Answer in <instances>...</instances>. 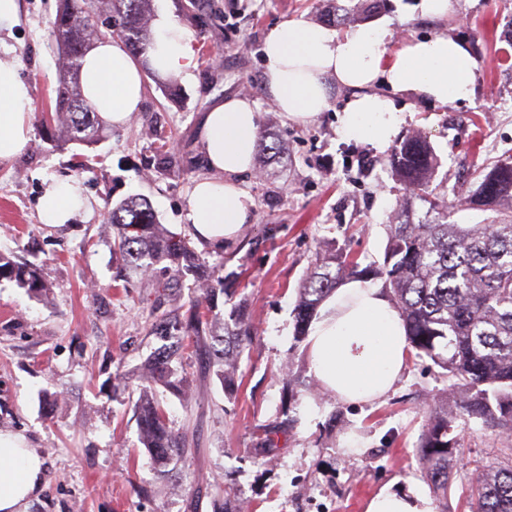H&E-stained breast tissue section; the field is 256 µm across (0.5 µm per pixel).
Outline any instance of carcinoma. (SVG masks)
<instances>
[{"instance_id": "cac0c4a2", "label": "carcinoma", "mask_w": 512, "mask_h": 512, "mask_svg": "<svg viewBox=\"0 0 512 512\" xmlns=\"http://www.w3.org/2000/svg\"><path fill=\"white\" fill-rule=\"evenodd\" d=\"M153 0H58L49 38L57 47L60 70L52 112L43 115L54 123L66 142L92 144L100 140L97 112L83 97L81 61L94 44L117 38L135 55L151 46L149 19ZM396 174L410 194L389 224L383 263L361 266L348 254L330 251L318 255L313 270L298 288L294 336L304 340L317 308L348 276L381 279L390 290L405 321L408 341L419 358L427 357L447 379L444 403L429 414L418 445L419 461L435 489L448 495V463L462 449L455 421L477 419L487 427L512 432V163L499 161L479 170L474 188L465 191L463 205L492 211L485 224L448 222L439 195L432 188L435 156L429 143L407 138L393 157ZM427 206L414 218V203ZM115 229L113 251L141 276H154L157 266L169 273L153 284L171 301L180 298L183 282L191 278L200 291L186 315L179 309L154 317L149 335L163 341L141 375L142 388L135 402L141 444L165 468L191 452L184 435L174 431L152 388L161 385L189 404L185 380L174 365L178 351L192 344L207 358L224 393L234 391L236 366L253 339L254 328L241 310L232 309L223 333L212 327L218 319V300L227 294L224 278L210 270L190 240L169 234L153 219L147 201L131 197L110 213ZM0 279L16 282L32 294L48 288L42 269L0 254ZM279 428L272 426L256 454L276 451ZM214 505L220 512H239L238 501L216 488ZM464 512H512V464L479 478L464 497Z\"/></svg>"}]
</instances>
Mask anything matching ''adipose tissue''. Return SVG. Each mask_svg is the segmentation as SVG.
Returning <instances> with one entry per match:
<instances>
[{
    "label": "adipose tissue",
    "instance_id": "1",
    "mask_svg": "<svg viewBox=\"0 0 512 512\" xmlns=\"http://www.w3.org/2000/svg\"><path fill=\"white\" fill-rule=\"evenodd\" d=\"M19 23L18 0H0V161L19 155L30 134L32 91L20 74L15 49L4 38ZM386 30L360 24L338 32L303 19L274 28L263 47L264 88L280 114L291 122L315 121L330 107L327 78L350 88L352 96L336 114V130L348 139L387 148L406 117L391 96L375 92L379 82L393 93L426 101H468L474 95L477 62L446 34L416 39L387 52ZM191 31L162 12L152 22L147 62L122 43L98 41L81 66L84 98L108 125H127L145 93V70L157 75L188 74ZM261 114L257 104L231 98L204 116L202 152L211 174L195 184L184 219L195 241L215 249L235 244L253 219L252 197L239 175L254 167ZM86 209L76 182L50 180L38 199L47 224H65ZM410 345L400 310L370 281L352 279L330 294L307 338L311 371L326 390L347 403H370L399 380ZM45 461L24 437L0 434V512H25L45 483ZM365 512H434L418 492L382 491Z\"/></svg>",
    "mask_w": 512,
    "mask_h": 512
}]
</instances>
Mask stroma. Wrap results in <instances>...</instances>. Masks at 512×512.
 <instances>
[{
    "label": "stroma",
    "mask_w": 512,
    "mask_h": 512,
    "mask_svg": "<svg viewBox=\"0 0 512 512\" xmlns=\"http://www.w3.org/2000/svg\"><path fill=\"white\" fill-rule=\"evenodd\" d=\"M335 2L347 10L338 32L382 26L391 52L446 32L475 58L469 102L421 101L378 87L409 114L398 140L421 135L431 143L442 200L472 186L479 167L512 159V0H456L454 14L439 21L422 16L420 0H387L376 13L368 0H154L153 11H169L193 33L192 77L174 76L170 93L147 79L130 124L106 128L89 146L62 142L42 122L58 82L49 40L57 0H19L9 42L32 88V131L21 154L0 162V253L42 265L50 285L38 296L0 280V432L24 436L46 461L45 487L27 512H213L217 486L246 501L247 512H365L384 489H412L430 497L434 512H461L468 485L502 464L512 436L471 426L461 459L451 464L447 495L434 493L416 452L447 387L430 360L409 356L384 398L356 405L322 389L305 343L293 336L297 289L318 253L333 248L364 265L381 262L387 224L407 192L390 165L393 148L337 133L336 112L349 89L331 87L329 109L304 125L284 119L263 89L269 32L300 17L324 23ZM231 97L254 100L262 130L284 149L266 172L239 177L255 212L238 242L200 249L219 276L237 275L236 297L247 305L255 336L233 397L190 347L181 372L195 404L156 387L170 426L192 446L162 475L134 419L142 368L159 345L148 334L154 293L143 277L118 278L123 261L112 253L109 213L139 195L157 223L186 235L189 192L210 174L201 117ZM167 155L178 160L180 175L164 171ZM84 160L88 168L79 169ZM49 179L78 181L90 215L65 226L43 223L37 200ZM289 417L295 426L276 456L255 457L264 426Z\"/></svg>",
    "instance_id": "1"
}]
</instances>
